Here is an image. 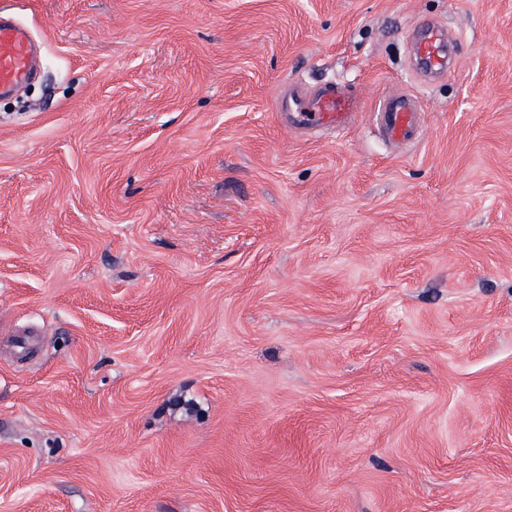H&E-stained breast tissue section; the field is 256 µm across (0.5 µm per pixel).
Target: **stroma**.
<instances>
[{"mask_svg":"<svg viewBox=\"0 0 512 512\" xmlns=\"http://www.w3.org/2000/svg\"><path fill=\"white\" fill-rule=\"evenodd\" d=\"M0 14L42 60L0 95V512H512V0ZM328 81L353 123L292 122ZM452 38L442 29L431 30L413 43L412 69L422 77L433 80L448 73L455 62ZM379 124L384 136L393 142H407L416 138L418 113L421 108L411 95L392 93L382 97L376 104Z\"/></svg>","mask_w":512,"mask_h":512,"instance_id":"1","label":"stroma"}]
</instances>
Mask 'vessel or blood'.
Here are the masks:
<instances>
[{"instance_id":"vessel-or-blood-1","label":"vessel or blood","mask_w":512,"mask_h":512,"mask_svg":"<svg viewBox=\"0 0 512 512\" xmlns=\"http://www.w3.org/2000/svg\"><path fill=\"white\" fill-rule=\"evenodd\" d=\"M33 43L28 30L14 21L0 20V94L12 92L24 82L32 68ZM455 62L444 30L430 31L413 43V70L433 80L447 74ZM299 121L328 125L337 129L348 126L357 110V98L335 83L322 85L313 95L292 102ZM375 111L385 137L393 142L413 140L418 132L417 100L408 94L392 93L382 97Z\"/></svg>"}]
</instances>
